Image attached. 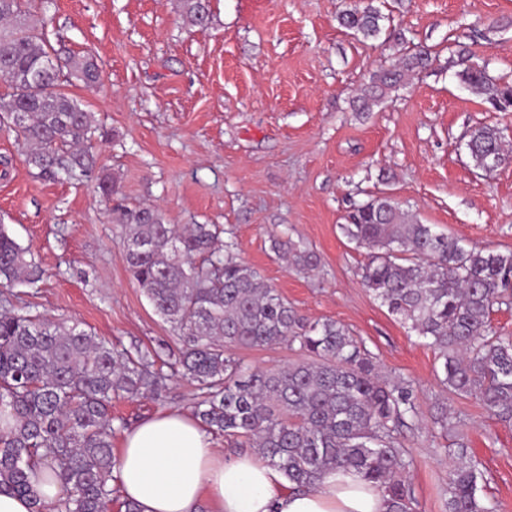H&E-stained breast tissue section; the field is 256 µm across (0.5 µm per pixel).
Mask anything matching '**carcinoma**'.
<instances>
[{"mask_svg": "<svg viewBox=\"0 0 512 512\" xmlns=\"http://www.w3.org/2000/svg\"><path fill=\"white\" fill-rule=\"evenodd\" d=\"M184 8L193 25L209 19L207 0H184ZM381 20L363 0L340 16L343 27L364 38L381 33ZM430 58L420 47L375 73L357 111H370ZM456 64L462 83L494 109L512 110V83L468 56L458 55ZM64 70L86 86L100 79L93 57L52 52L41 21L21 9V0H0V76L9 85L0 95V125L16 131L38 175L93 178L108 199L115 186L112 176L96 173L94 115L59 89ZM468 150L483 171L512 157L493 126L476 129ZM118 223L133 280L178 336L165 366L206 389L195 415L209 431L230 442L247 439L293 487L312 486L328 471L354 470L382 490L388 512H413L411 459L398 441L420 418L412 381L384 377L344 325L301 316L238 258L233 238L220 239L218 225L179 231L152 206L123 210ZM342 230L368 251L362 285L443 360V391L474 396L490 416L511 423L512 336L498 334L490 315L494 306L512 304V252L467 248L389 195L356 207ZM277 251L301 269L318 264L314 252L288 241L277 242ZM27 255L1 224L0 281L39 280ZM282 343L300 360L275 370H247L234 353ZM166 379L147 346L117 349L77 324L1 306L0 422L11 423L0 428V492L31 498L32 512H106L117 465L112 398H156ZM434 423L446 434L460 427L443 403ZM456 447L445 512H496L478 493L482 474L464 437ZM46 461L67 491L51 505L31 485Z\"/></svg>", "mask_w": 512, "mask_h": 512, "instance_id": "1", "label": "carcinoma"}]
</instances>
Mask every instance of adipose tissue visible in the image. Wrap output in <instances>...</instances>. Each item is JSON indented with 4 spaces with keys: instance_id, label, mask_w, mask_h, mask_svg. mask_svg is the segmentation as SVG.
Segmentation results:
<instances>
[{
    "instance_id": "1",
    "label": "adipose tissue",
    "mask_w": 512,
    "mask_h": 512,
    "mask_svg": "<svg viewBox=\"0 0 512 512\" xmlns=\"http://www.w3.org/2000/svg\"><path fill=\"white\" fill-rule=\"evenodd\" d=\"M116 471L122 498L139 512H387L381 491L356 473L289 488L256 454L225 456L193 415L177 410L127 430Z\"/></svg>"
}]
</instances>
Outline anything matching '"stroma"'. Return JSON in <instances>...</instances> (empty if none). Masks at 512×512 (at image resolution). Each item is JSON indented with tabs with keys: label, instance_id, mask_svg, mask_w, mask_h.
<instances>
[{
	"label": "stroma",
	"instance_id": "1",
	"mask_svg": "<svg viewBox=\"0 0 512 512\" xmlns=\"http://www.w3.org/2000/svg\"><path fill=\"white\" fill-rule=\"evenodd\" d=\"M355 2L209 0L207 24L194 26L183 0H23L49 45L100 65L97 87L66 75L61 87L93 112L99 163L118 192L107 203L93 182L38 177L16 133L0 128V223L43 272L0 286V300L127 348L177 345L128 272L124 231L107 209L154 205L171 224L220 225L299 314L341 323L387 374L413 381L421 419L400 440L415 512H444L456 454L433 424L441 399L463 421L484 494L512 512V423L442 392L440 360L363 288L367 253L341 230L355 206L388 193L466 246L512 252V163L484 173L466 147L489 125L512 153V111L494 110L454 66L466 50L512 82V0H373L385 21L370 40L339 24ZM417 44L431 66L354 111L372 75ZM276 236L314 251L317 268L279 257ZM203 396L173 376L162 399L113 400L112 417L130 427L191 413Z\"/></svg>",
	"mask_w": 512,
	"mask_h": 512
}]
</instances>
